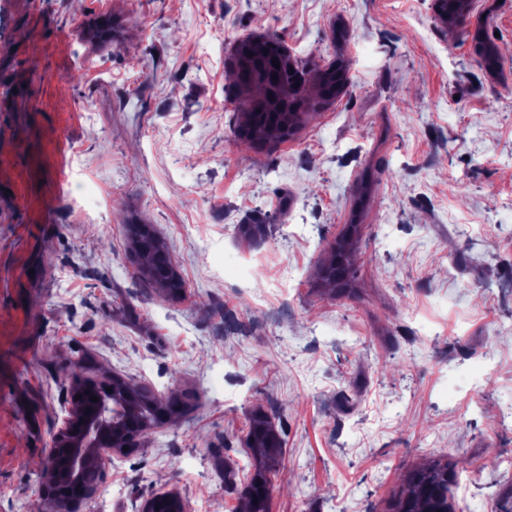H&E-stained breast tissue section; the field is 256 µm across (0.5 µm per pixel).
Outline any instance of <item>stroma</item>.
<instances>
[{"label": "stroma", "instance_id": "stroma-1", "mask_svg": "<svg viewBox=\"0 0 512 512\" xmlns=\"http://www.w3.org/2000/svg\"><path fill=\"white\" fill-rule=\"evenodd\" d=\"M483 33L498 63L486 70ZM349 83L275 145L234 134L238 39ZM356 275L321 267L349 223ZM151 224L186 284L136 272ZM181 394L80 512H394L468 462L462 512H512V0H0V512H33L70 373ZM281 446L259 460L245 423ZM496 467H485L488 456ZM448 470L451 473L448 474ZM460 471L457 467L447 465H434L413 474L407 485L406 492L400 496L396 505L401 512H426L429 499L426 492L432 487L446 486L453 481H459Z\"/></svg>", "mask_w": 512, "mask_h": 512}]
</instances>
